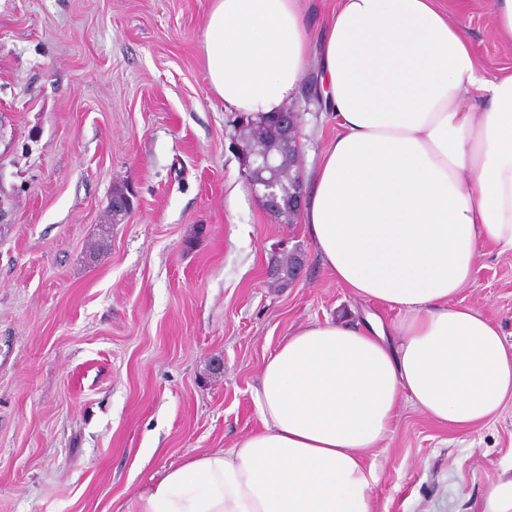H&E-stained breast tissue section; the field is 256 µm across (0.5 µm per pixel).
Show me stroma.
Listing matches in <instances>:
<instances>
[{"label": "stroma", "mask_w": 512, "mask_h": 512, "mask_svg": "<svg viewBox=\"0 0 512 512\" xmlns=\"http://www.w3.org/2000/svg\"><path fill=\"white\" fill-rule=\"evenodd\" d=\"M212 0H0V512H139L172 465L262 426L251 389L312 320L396 312L356 298L302 219L269 215L209 89ZM487 76L512 72L491 0H443ZM307 69L300 171L340 128ZM134 208L108 221L114 190ZM302 257L274 288L279 244ZM512 342V251L457 296ZM376 512H483L512 477V404L469 428L401 406Z\"/></svg>", "instance_id": "obj_1"}]
</instances>
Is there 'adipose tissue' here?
<instances>
[{"instance_id":"1","label":"adipose tissue","mask_w":512,"mask_h":512,"mask_svg":"<svg viewBox=\"0 0 512 512\" xmlns=\"http://www.w3.org/2000/svg\"><path fill=\"white\" fill-rule=\"evenodd\" d=\"M209 86L228 112L280 111L315 63L343 134L309 181L324 264L388 328L311 321L266 359L259 431L170 466L141 512H375L401 403L471 427L512 403V342L455 298L484 245L512 250V73L483 72L438 0H339L312 46L299 0H213Z\"/></svg>"}]
</instances>
